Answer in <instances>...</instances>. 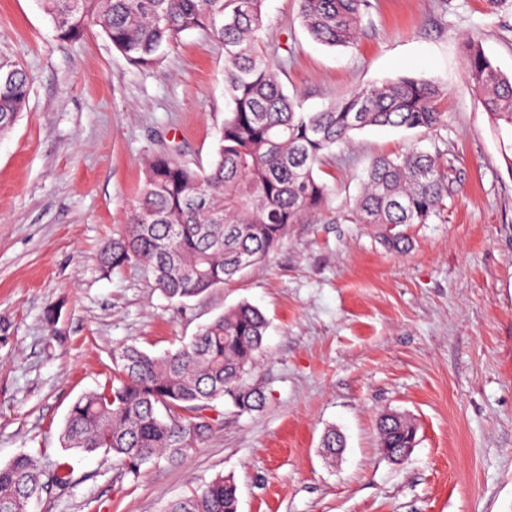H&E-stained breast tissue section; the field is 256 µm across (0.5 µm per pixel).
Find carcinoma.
<instances>
[{"label":"carcinoma","mask_w":512,"mask_h":512,"mask_svg":"<svg viewBox=\"0 0 512 512\" xmlns=\"http://www.w3.org/2000/svg\"><path fill=\"white\" fill-rule=\"evenodd\" d=\"M264 0H42L59 39L76 41L97 30L130 64H159L183 34L201 31L224 45L227 115L208 167L191 166L158 150L143 162V185L124 230L101 251L100 264H131L151 271L155 287L185 301L224 284L264 261L292 224L317 212L329 186L315 170L367 127L436 130L443 113L439 85L410 76L360 87L317 112L284 92L282 61L266 44ZM367 0H298L308 36L329 47L355 48ZM465 73L483 110L512 127V75L503 73L480 42L465 43ZM26 73L0 64V134L8 132L28 100ZM453 161L415 148L373 158L351 209L356 224L376 228L391 250L408 239L400 226L440 216L453 192ZM268 320L256 306L227 309L179 347L155 355L133 344L113 349L118 376L77 398L60 444L83 453L112 455L138 475L148 462L178 463L205 441L213 425L197 413L217 400L239 411L264 404L248 384L264 350ZM418 427L407 416L380 418L378 448L401 464L416 446ZM343 437L332 428L322 439L325 458L336 457ZM72 484V471L56 462L19 455L0 465V512H28L31 499ZM167 512H239L238 487L219 475Z\"/></svg>","instance_id":"cac0c4a2"}]
</instances>
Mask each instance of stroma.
<instances>
[{
    "instance_id": "1",
    "label": "stroma",
    "mask_w": 512,
    "mask_h": 512,
    "mask_svg": "<svg viewBox=\"0 0 512 512\" xmlns=\"http://www.w3.org/2000/svg\"><path fill=\"white\" fill-rule=\"evenodd\" d=\"M297 0H265L269 43L286 49L284 90L305 109L414 76L446 91L438 131L373 127L327 159L325 208L291 225L244 275L177 303L150 272L100 268L160 145L208 164L224 120V47L190 32L150 68L98 33L60 40L40 0H0V63L29 78L26 108L0 136V464H68L73 485L29 512H166L216 475L239 512H512V127L484 112L464 71L474 38L512 74V0H369L357 49L313 42ZM452 153L440 219L409 224L407 251L349 222L368 160L412 146ZM269 322L248 377L260 410L224 400L185 460L122 471L104 453L63 451L72 403L113 373L125 343L177 348L240 302ZM56 309L46 321L47 309ZM386 411L418 426L401 465L376 446ZM346 446L326 463L321 439Z\"/></svg>"
}]
</instances>
